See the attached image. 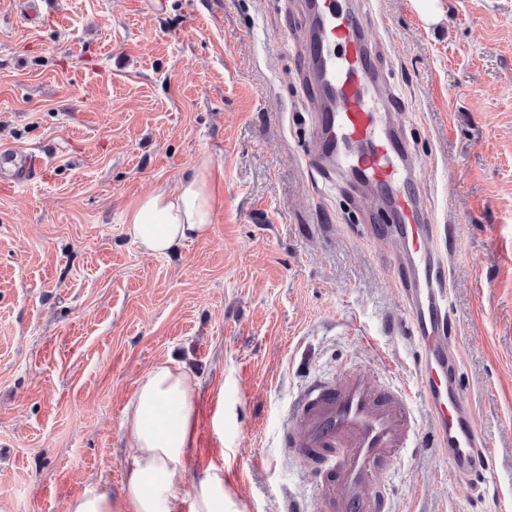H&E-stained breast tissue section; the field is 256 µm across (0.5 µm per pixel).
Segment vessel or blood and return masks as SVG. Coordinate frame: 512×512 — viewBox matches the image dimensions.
I'll return each instance as SVG.
<instances>
[{
    "mask_svg": "<svg viewBox=\"0 0 512 512\" xmlns=\"http://www.w3.org/2000/svg\"><path fill=\"white\" fill-rule=\"evenodd\" d=\"M302 4L314 161L383 203L381 229L403 252L406 330L419 349L417 380L430 421L420 431L405 390L372 381L355 367L301 388L279 445L310 474L314 512H386L392 463L403 449H440L460 479L487 470L491 453L459 391L447 266L431 245L435 216L415 189L424 164L395 121L380 46L351 0ZM45 162L39 152L0 151V166L13 171L11 188Z\"/></svg>",
    "mask_w": 512,
    "mask_h": 512,
    "instance_id": "b4317fda",
    "label": "vessel or blood"
}]
</instances>
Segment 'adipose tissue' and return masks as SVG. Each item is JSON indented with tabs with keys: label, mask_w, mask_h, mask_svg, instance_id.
<instances>
[{
	"label": "adipose tissue",
	"mask_w": 512,
	"mask_h": 512,
	"mask_svg": "<svg viewBox=\"0 0 512 512\" xmlns=\"http://www.w3.org/2000/svg\"><path fill=\"white\" fill-rule=\"evenodd\" d=\"M220 202L211 162L201 158L177 191L152 190L126 212V234L147 254H168L206 238ZM197 387L182 368L162 362L127 404L123 426L136 442L127 473L130 512H244L224 486L223 465L187 477L195 454Z\"/></svg>",
	"instance_id": "obj_1"
}]
</instances>
